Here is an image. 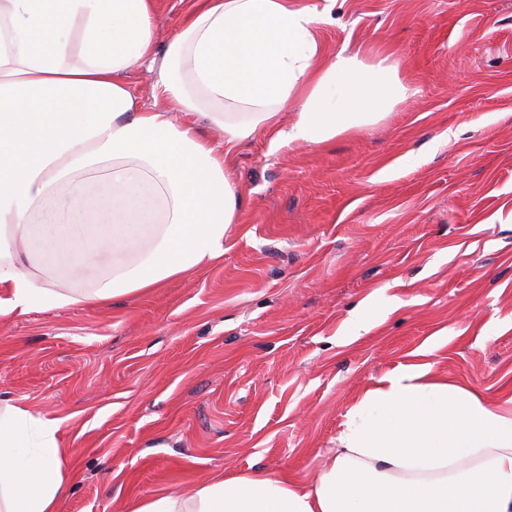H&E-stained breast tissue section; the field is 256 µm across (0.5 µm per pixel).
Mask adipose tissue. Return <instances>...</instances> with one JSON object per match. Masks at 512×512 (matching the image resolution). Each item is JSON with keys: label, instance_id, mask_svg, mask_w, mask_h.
Instances as JSON below:
<instances>
[{"label": "adipose tissue", "instance_id": "adipose-tissue-1", "mask_svg": "<svg viewBox=\"0 0 512 512\" xmlns=\"http://www.w3.org/2000/svg\"><path fill=\"white\" fill-rule=\"evenodd\" d=\"M156 19V0H0V314L145 293L220 259L241 221L227 166L244 141L318 147L408 96L395 65L326 55L323 13L298 0H200L163 48ZM135 69L174 110L139 102ZM103 252L110 271L88 291L43 285ZM61 425L0 404V512H56ZM126 512H512V393L490 403L408 365L347 411L315 478L203 481Z\"/></svg>", "mask_w": 512, "mask_h": 512}]
</instances>
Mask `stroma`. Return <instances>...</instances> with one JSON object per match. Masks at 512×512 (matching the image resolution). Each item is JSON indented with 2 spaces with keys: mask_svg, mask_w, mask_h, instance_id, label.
I'll return each instance as SVG.
<instances>
[{
  "mask_svg": "<svg viewBox=\"0 0 512 512\" xmlns=\"http://www.w3.org/2000/svg\"><path fill=\"white\" fill-rule=\"evenodd\" d=\"M330 10L323 46L389 59L413 96L319 148L243 144L221 259L0 314V397L62 419L74 451L57 512L315 473L361 393L428 346L439 377L512 392V0Z\"/></svg>",
  "mask_w": 512,
  "mask_h": 512,
  "instance_id": "35a3bbf8",
  "label": "stroma"
}]
</instances>
